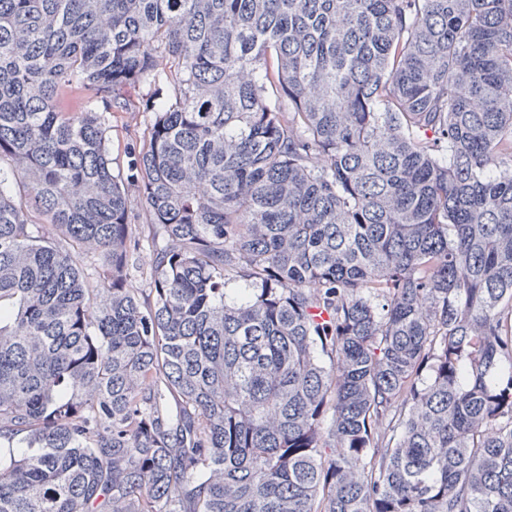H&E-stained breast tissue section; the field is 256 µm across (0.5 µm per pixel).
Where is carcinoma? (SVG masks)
Returning <instances> with one entry per match:
<instances>
[{
  "mask_svg": "<svg viewBox=\"0 0 512 512\" xmlns=\"http://www.w3.org/2000/svg\"><path fill=\"white\" fill-rule=\"evenodd\" d=\"M0 512H512V0H0ZM151 118L150 112H135L133 114H112L108 132L109 146L112 150V158L118 165L126 166L129 152L133 147H138L139 136ZM137 141V146H136Z\"/></svg>",
  "mask_w": 512,
  "mask_h": 512,
  "instance_id": "1",
  "label": "carcinoma"
}]
</instances>
